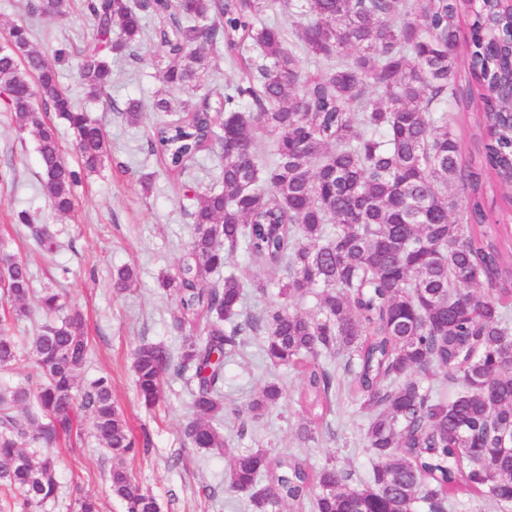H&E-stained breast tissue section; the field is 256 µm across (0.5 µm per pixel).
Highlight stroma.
<instances>
[{"label":"stroma","mask_w":512,"mask_h":512,"mask_svg":"<svg viewBox=\"0 0 512 512\" xmlns=\"http://www.w3.org/2000/svg\"><path fill=\"white\" fill-rule=\"evenodd\" d=\"M31 0H0V39L14 24L30 28V41L44 61L55 66L73 104L97 119L107 134L110 158L78 188L74 210L57 214L42 193V173L32 132L19 130L6 96L0 95V245L27 262L34 290L55 288L70 310L80 313L89 338V351L79 371L81 381L106 374L112 396L135 436H148V450L129 462L144 492L155 497L161 512H250L245 499L226 489L227 458L198 450L183 440L191 396L184 381L165 375V400L154 411L139 403L131 370L132 353L143 343L178 352L182 337L172 328L176 312L173 297L162 293L159 279L174 273L187 256L192 234L188 216L195 191L214 185L220 158L212 149L201 151L184 172H169L149 153L147 138L161 120L176 121L178 113L143 112L138 124L122 117L131 98L152 101L164 91L162 74L169 60L155 36L157 22L147 19L135 55H109L112 86L108 101L87 97L80 79L85 48L93 35L88 16L74 9L67 18L31 15ZM66 50L58 61L57 50ZM209 66L194 87L196 98L218 99L225 85L240 81L245 71L228 62L223 48L207 50ZM150 189H143V181ZM28 212L33 223L52 225L58 246H39L18 220ZM128 266L137 281L122 294L112 290V274ZM227 270L246 283V307L264 312L280 305L306 313L316 305L319 291L283 300L266 267L252 263L243 252L229 256ZM263 289H256V282ZM278 381L285 390L280 403L252 423L243 444L299 456L312 468L327 462L368 479L372 459L361 441L368 414L349 387L336 395L334 411L323 422L316 441L302 442L298 427L303 411L297 402L302 379L296 370L267 363L258 342L224 361V435L235 438L239 411L267 382ZM79 438L61 447L57 459L59 498L45 512H74L72 491L93 495L101 512H124L108 481L112 461L91 435L89 416H81Z\"/></svg>","instance_id":"35a3bbf8"}]
</instances>
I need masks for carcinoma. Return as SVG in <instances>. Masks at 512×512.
<instances>
[{"label":"carcinoma","instance_id":"1","mask_svg":"<svg viewBox=\"0 0 512 512\" xmlns=\"http://www.w3.org/2000/svg\"><path fill=\"white\" fill-rule=\"evenodd\" d=\"M282 0H86L95 37L126 53L156 18L170 59L167 87L182 98H160L156 109L187 119L155 129L148 151L170 171L212 147L222 160V190L193 195L188 257L160 287L175 298L172 328L188 330L180 353L142 343L132 372L141 404L163 401L171 372L190 387L187 444L229 456L228 489L252 512L286 504L311 512H455L459 495L512 508V226L491 224L485 200L512 187V121L508 95L470 94L512 88V12L503 0H302L305 22L287 42L265 21ZM72 0H37L32 13L70 14ZM471 17L468 71L456 70L458 20ZM0 53V88L31 98L13 110L17 126L36 137L42 187L58 213L73 210L83 173L108 156L102 128L74 109L56 69L31 49L28 29L15 25ZM224 45L244 58L255 46V72L225 87L215 102L196 99L193 83L206 68L202 49ZM317 68L301 73L295 47ZM80 76L91 98L112 85V68L88 48ZM472 106L481 159L466 162L444 106ZM57 113L72 131L81 158L64 159ZM273 138L266 156L256 137ZM457 186V204L448 188ZM243 248L255 263L286 276L280 294L293 298L322 287L309 313L286 306L242 315L243 282L210 275ZM0 370H23L0 385V512H42L59 497L55 447L73 438L80 413L112 455L110 488L125 512H160L127 467L138 452L125 417L101 375L79 383L89 340L81 317L65 312L64 295L43 289L44 323L31 336H9L30 318L31 274L22 263L0 266ZM136 273L123 267L113 286L127 291ZM250 336L263 337L262 356L300 370L298 403L306 414L303 442L315 441L331 413L341 360L369 414L364 447L374 459L367 481L329 463L314 470L295 455L239 448L224 437V358ZM326 358L327 363L320 362ZM283 397L270 381L249 401L255 422Z\"/></svg>","mask_w":512,"mask_h":512}]
</instances>
